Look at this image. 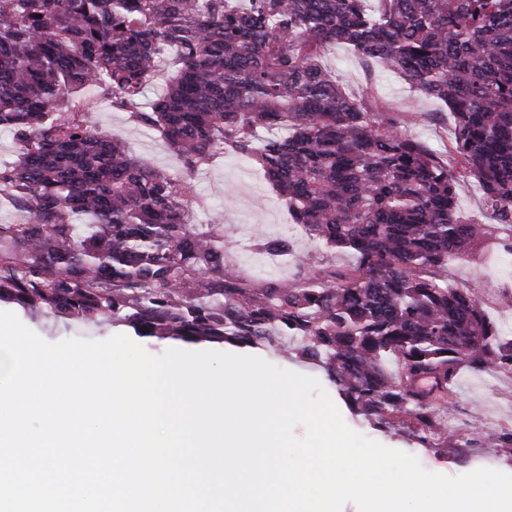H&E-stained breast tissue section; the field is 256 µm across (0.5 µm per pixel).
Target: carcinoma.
Listing matches in <instances>:
<instances>
[{"label":"carcinoma","mask_w":512,"mask_h":512,"mask_svg":"<svg viewBox=\"0 0 512 512\" xmlns=\"http://www.w3.org/2000/svg\"><path fill=\"white\" fill-rule=\"evenodd\" d=\"M329 43L448 106L490 223L463 221L448 165L345 94L320 64ZM167 55L175 75L144 106ZM86 89L188 174L226 153L255 162L293 223L354 265L309 257L294 283L240 279L223 225L194 223L191 182L92 129ZM2 130L19 152L0 193L25 218L0 224L1 302L141 337L274 351L289 337L354 413L423 448L461 370L512 372V337L441 276L492 237L512 253V0H0Z\"/></svg>","instance_id":"obj_1"}]
</instances>
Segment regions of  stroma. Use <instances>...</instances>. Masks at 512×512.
<instances>
[{
    "label": "stroma",
    "mask_w": 512,
    "mask_h": 512,
    "mask_svg": "<svg viewBox=\"0 0 512 512\" xmlns=\"http://www.w3.org/2000/svg\"><path fill=\"white\" fill-rule=\"evenodd\" d=\"M320 63L336 76L347 96L438 156L447 157L454 142V128L452 116L442 102L413 91L398 75L344 44L324 46ZM82 101L91 125L98 132L122 140L149 165L171 172L180 170L181 164L166 141L138 123L130 112L113 108L93 90L85 91ZM194 183L196 192L191 206L194 222L208 224L221 220L226 234L225 265L249 275L252 280L291 279L302 259L309 255L340 269L353 264L349 252L327 253L319 243L293 227L283 201L262 173L244 159L224 155L212 166L198 171ZM283 236L291 242L288 257L273 260L253 249L259 240ZM447 276L450 284L477 293L501 335L512 334V256L504 252L497 240H488L468 257L449 265ZM5 309L49 342L134 335L133 329L121 322L85 325L74 319L29 311L13 303L6 304ZM254 353L276 366L316 378L352 430L385 447L416 456L431 472L455 477L487 467L512 474V450L504 448L499 440L501 433L512 431L510 373L465 371L460 374L453 403L443 416L448 440L458 446L456 453L449 454L441 448L419 447L403 428H379L353 415L325 371L298 358L296 352L275 355L258 347Z\"/></svg>",
    "instance_id": "1"
}]
</instances>
